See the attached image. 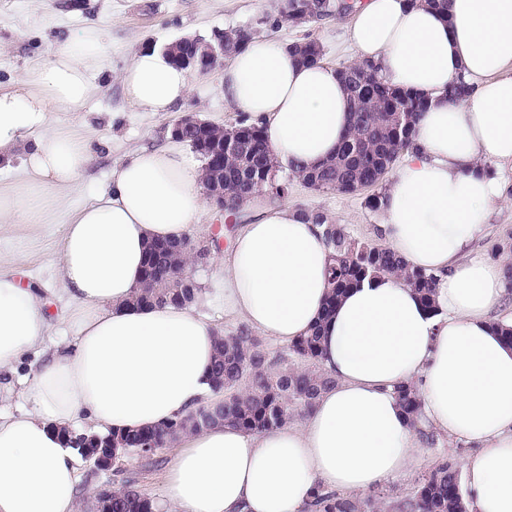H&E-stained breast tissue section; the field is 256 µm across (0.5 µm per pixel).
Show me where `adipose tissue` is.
Returning a JSON list of instances; mask_svg holds the SVG:
<instances>
[{
	"label": "adipose tissue",
	"mask_w": 512,
	"mask_h": 512,
	"mask_svg": "<svg viewBox=\"0 0 512 512\" xmlns=\"http://www.w3.org/2000/svg\"><path fill=\"white\" fill-rule=\"evenodd\" d=\"M357 62L428 97L410 148L385 182L379 237L438 277L435 310L384 276L349 289L325 313L322 228L288 201L257 197L226 250L215 252L219 304L252 331L288 344L320 331L335 380L301 425L247 433L225 423L180 435L161 512H304L320 490L375 491L416 463L417 436L395 396L414 384L423 422L474 451L463 461L469 512H512V345L495 329L505 261L476 252L512 175V0H358L348 34ZM102 33L0 84V223L37 226L62 212L54 278L70 334L42 359L51 329L40 289L0 254V372L29 360L15 411H0V512H76L79 456L62 430L104 435L153 427L215 401L209 374L222 325L174 305L131 303L149 245L194 236L207 204L201 166L170 140L113 168L89 203L67 205L91 162L87 138L54 127L98 92ZM474 91L449 102L455 77ZM126 99L166 113L191 91L166 49L139 50L123 70ZM224 103L259 122L279 167L334 156L351 123L337 66L301 64L254 38L227 59ZM497 173L488 175L483 162Z\"/></svg>",
	"instance_id": "ef3b65f1"
}]
</instances>
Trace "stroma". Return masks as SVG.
Segmentation results:
<instances>
[{
	"mask_svg": "<svg viewBox=\"0 0 512 512\" xmlns=\"http://www.w3.org/2000/svg\"><path fill=\"white\" fill-rule=\"evenodd\" d=\"M277 0H0V83L20 78L30 63L47 61L67 41L88 30L105 34L102 68L96 81L99 92L85 112L71 115L52 112V124L72 126L91 142L93 160L69 201L78 206L109 185L112 168L143 147H159L168 138V125L182 115L230 125L242 115L224 105L222 71L193 75L192 91L169 113L141 112L123 96L120 73L133 54L144 47L164 45L185 36H210L217 29L255 28L257 36L282 44L303 39L318 42L324 61L347 62L350 51L345 40L350 15H332L320 22L297 25L278 16ZM372 187L355 194L315 191L302 182H292L287 199L300 209L323 213L332 222L349 227L360 240L375 242L374 228L380 210L371 208ZM56 227L42 225L27 234L29 249L20 272L24 280L51 287L55 261L51 249ZM421 463L404 478L386 486L383 499L387 512H397V502L408 494L414 480L442 458L462 462L472 448L464 441L426 436L418 438ZM173 447L160 449L155 462L132 459L123 466L140 489L154 501L163 496L165 475L173 462Z\"/></svg>",
	"mask_w": 512,
	"mask_h": 512,
	"instance_id": "obj_1",
	"label": "stroma"
}]
</instances>
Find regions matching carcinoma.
I'll return each mask as SVG.
<instances>
[{
	"label": "carcinoma",
	"instance_id": "carcinoma-1",
	"mask_svg": "<svg viewBox=\"0 0 512 512\" xmlns=\"http://www.w3.org/2000/svg\"><path fill=\"white\" fill-rule=\"evenodd\" d=\"M347 7L336 0H284L281 14L293 23H313L333 14H345ZM251 27L224 31V54H229L250 40ZM366 74L373 97L365 98L349 92L352 123L336 156L308 171H279L270 176L264 167L267 145L263 130L256 123H243L250 142L251 154L241 161L234 157L224 160V169L215 171L206 166L205 191L217 182L224 185V197L230 205H241L258 192L274 197L288 195L293 180L319 183L320 190L344 194L357 192L358 183L374 186L383 182L401 154L409 148L418 115L428 100L386 84L371 63L348 67L344 76L353 78ZM473 87L459 77L448 86V100L459 102L469 97ZM409 107L410 122L398 125L394 111ZM325 224L323 236L328 247L327 297L325 313L332 312L336 301L348 289L366 279L394 275L412 287L426 308L435 310L437 276L408 264L386 247L372 245L353 237L343 224L326 223V216L314 214ZM166 264H175L185 252L186 241L164 242ZM155 249H150L145 261L141 287L135 295L139 305L173 304L185 306L195 301L203 288L167 277L161 271L150 270ZM318 331L301 336L287 350L270 357L261 342L245 326L217 337L214 363L210 373L212 390L221 395L215 404L201 405L186 416L158 426L114 431L100 437L112 439L115 462L125 456L149 457L166 447L186 431H201L207 427L230 422L247 433L269 431L312 410L320 394L332 387L335 380L320 365ZM397 398L408 415L412 427H417L422 402L412 384L396 390ZM115 475L120 486L112 492L107 507L112 512H152V500L135 483L123 476L121 466ZM313 512H378L380 496L369 493L364 497H344L337 493L319 492L310 505ZM402 512H467L462 476L457 465L442 459L414 481L410 497L400 503Z\"/></svg>",
	"mask_w": 512,
	"mask_h": 512
}]
</instances>
